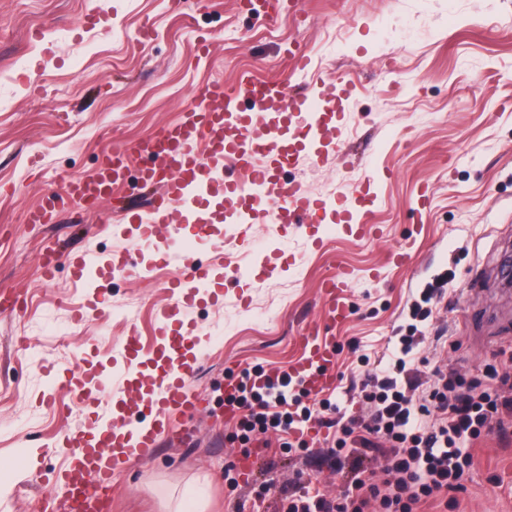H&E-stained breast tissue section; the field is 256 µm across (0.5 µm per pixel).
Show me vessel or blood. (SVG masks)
Instances as JSON below:
<instances>
[{
	"mask_svg": "<svg viewBox=\"0 0 512 512\" xmlns=\"http://www.w3.org/2000/svg\"><path fill=\"white\" fill-rule=\"evenodd\" d=\"M348 93V87L334 79L316 80L295 90L256 80L246 73L235 91L225 89L220 82L205 83L196 88V103L184 111L178 125L161 129L132 146L112 150L94 173L73 177L61 189L49 191L40 204L28 211L27 221L53 224L71 204L94 207L111 198L126 173L128 158L137 155L146 160L139 180L150 191L146 213L137 219L143 236H176V229L169 223L175 212L183 223L210 236L207 203L220 193L234 224L258 220L278 224L291 214L298 215L302 223L321 224L332 211L339 222L354 224L358 236L376 238V226L363 219L371 205L368 193L359 192L352 199L314 198L303 184L279 182L269 168L246 164L247 159L258 154L281 165L299 160L308 142L326 135L323 104L341 101ZM244 97L259 106V113L242 108L240 100ZM65 258L75 267L77 280L87 288L103 270L119 272L129 268L124 253L104 261L69 256L56 249L42 261L44 278H51L57 262ZM176 258L180 273L173 285L178 290L177 303L183 306L207 294L211 273L188 250L178 251ZM351 280V272L342 268L322 284L331 323L343 322L348 315L345 293ZM301 342L303 355L289 367V374L300 378L311 395L333 388L337 356L334 339L315 328ZM192 373L193 368L186 361L168 358L150 424L116 421L105 414L93 419L89 429L69 434L66 446L71 450L70 462L60 476L66 494L55 500L42 499L43 512H110L118 465L155 447L161 436L170 435L169 417L173 412L195 406L196 398L189 391Z\"/></svg>",
	"mask_w": 512,
	"mask_h": 512,
	"instance_id": "vessel-or-blood-1",
	"label": "vessel or blood"
}]
</instances>
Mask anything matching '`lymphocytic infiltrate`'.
<instances>
[{
    "label": "lymphocytic infiltrate",
    "instance_id": "lymphocytic-infiltrate-1",
    "mask_svg": "<svg viewBox=\"0 0 512 512\" xmlns=\"http://www.w3.org/2000/svg\"><path fill=\"white\" fill-rule=\"evenodd\" d=\"M427 336H402L394 343L385 363L368 370L361 386L368 417L349 427L337 412L338 405L320 401L318 408L289 409L292 389L301 385L290 375L266 378L254 386L243 373L236 402L247 410L249 431H296L300 424L316 423L331 429L332 443L351 456L350 493L342 500L322 496L290 504L288 512H361L369 500L397 512H413L427 500H440L459 490L466 468L472 465L468 447L482 431L492 428L507 433L504 416L512 412V399L499 400L475 390L462 391L454 373L441 368L423 373ZM385 458L383 484L366 476V453Z\"/></svg>",
    "mask_w": 512,
    "mask_h": 512
}]
</instances>
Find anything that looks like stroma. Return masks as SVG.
<instances>
[{"label":"stroma","mask_w":512,"mask_h":512,"mask_svg":"<svg viewBox=\"0 0 512 512\" xmlns=\"http://www.w3.org/2000/svg\"><path fill=\"white\" fill-rule=\"evenodd\" d=\"M302 11L271 25L244 0H185L178 11L168 0H0V290L27 300L0 316V512H34L45 493L39 480L62 466L68 434L121 395L132 365L150 370L164 337L190 325L198 335L186 357L202 397L184 418L193 437L163 440L123 464L112 512H175L183 500L192 512H285L279 490L298 485L342 498L340 460L322 438L291 448L288 434L271 430L260 448L224 419L225 378L288 367L301 355L296 337L325 325L320 283L339 264L355 280L349 315L332 330L338 380L326 396L347 412L366 413L350 388L363 377L361 354L377 358L390 337L408 333L403 308L437 278L445 298L419 325L446 338L432 364L468 386L496 351L512 348V290L496 270L512 255V0H302ZM35 24L42 40L28 37ZM144 28L150 39L140 37ZM298 48L308 57L300 73L289 63ZM244 71L286 86L317 75L352 84L330 139L355 162L333 158L331 144L327 163L308 155L274 175L315 197L370 189L375 240L345 224H258L256 252L226 236L224 210L212 201L215 235L192 242L212 286L203 302L178 309L168 286L178 265L160 254L178 251L182 238L141 240L127 219L119 232L99 229L108 200L76 223H25L45 193L94 172L109 150L179 122L195 86L219 80L233 89ZM56 243L103 259L129 247L153 272L107 273L87 291L64 261L47 280L41 259ZM399 249L414 266L391 260ZM228 255L240 278L225 277ZM48 323L57 332L45 331ZM132 327L135 356L121 345ZM48 364L97 373L112 392L77 398L75 387L51 382ZM470 452L453 512H512V439L485 432ZM250 454L257 461L247 475Z\"/></svg>","instance_id":"obj_1"}]
</instances>
